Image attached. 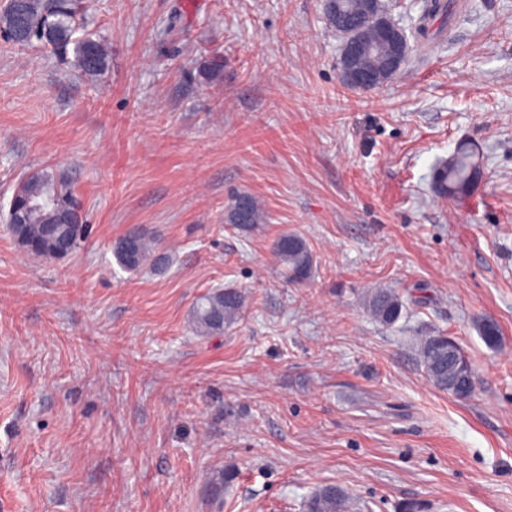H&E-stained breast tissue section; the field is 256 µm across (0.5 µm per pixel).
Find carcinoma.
Listing matches in <instances>:
<instances>
[{"instance_id":"cac0c4a2","label":"carcinoma","mask_w":512,"mask_h":512,"mask_svg":"<svg viewBox=\"0 0 512 512\" xmlns=\"http://www.w3.org/2000/svg\"><path fill=\"white\" fill-rule=\"evenodd\" d=\"M22 22L14 14L0 9V39L7 43L40 45L69 65L71 70L87 77H98L109 69L111 49L107 40L87 29V17L94 10V0H24ZM448 5L443 0H427L416 28L423 48L431 50L444 43L442 29L432 28V21L444 16ZM27 31V37L15 39L12 34L17 25ZM479 157L473 148L461 145L439 164L432 174V187L443 197H459L469 192L477 183ZM247 201L245 214H240V201ZM13 202L26 215L23 228L24 243L28 253L52 257L61 250L75 253L87 239L89 225L85 224L75 191L68 177L53 168L44 167L24 178L14 189ZM70 216L72 222L60 234L50 237L45 228ZM225 223L242 231L266 223V213L255 197L248 193L236 194L229 205ZM279 262L288 271L289 279L302 282L310 276L314 256L307 243L294 233L280 235L273 244ZM113 255L118 265L127 271H137L150 262L160 267L167 257L159 254V247L152 233L138 230L136 256L130 259L122 243H117ZM243 307V296L236 288H220L199 296L193 306L192 322L202 336L224 332L234 323ZM404 303L401 297L386 288L376 289L369 298L368 312L378 323L390 326L402 316ZM479 334L491 348L498 346L500 331L496 323L487 320L479 327ZM415 356L430 382L438 389L464 400L475 391V381L461 388L454 387L459 371L448 361V337L442 333L422 338L416 345ZM347 492L339 485L316 489L305 503V512H351Z\"/></svg>"}]
</instances>
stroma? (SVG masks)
<instances>
[{"instance_id": "obj_1", "label": "stroma", "mask_w": 512, "mask_h": 512, "mask_svg": "<svg viewBox=\"0 0 512 512\" xmlns=\"http://www.w3.org/2000/svg\"><path fill=\"white\" fill-rule=\"evenodd\" d=\"M99 3L104 76L0 41V205L51 166L90 227L50 260L0 222V512H304L330 483L357 510L512 512V0H448L444 49L370 93L324 0ZM463 142L482 180L438 197ZM240 192L267 214L247 233L224 222ZM133 226L167 272L117 264ZM285 231L315 256L304 283L272 254ZM222 287L239 319L197 335ZM377 288L404 302L392 326ZM439 332L469 399L415 360ZM243 302L241 291L236 288H220L199 296L192 310L196 332L202 336L223 333L237 320ZM404 303L401 297L386 288L376 289L369 298L368 312L378 323L390 326L402 316Z\"/></svg>"}]
</instances>
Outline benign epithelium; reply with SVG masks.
<instances>
[{
	"label": "benign epithelium",
	"mask_w": 512,
	"mask_h": 512,
	"mask_svg": "<svg viewBox=\"0 0 512 512\" xmlns=\"http://www.w3.org/2000/svg\"><path fill=\"white\" fill-rule=\"evenodd\" d=\"M325 19L336 24L344 34L339 65L343 81L354 90L370 92L383 83L386 74H395L409 56L406 30L394 19L381 17L375 33L376 43H371L364 32V17L345 10L344 0H325ZM388 52L386 71L380 72L368 62L374 45Z\"/></svg>",
	"instance_id": "obj_1"
}]
</instances>
